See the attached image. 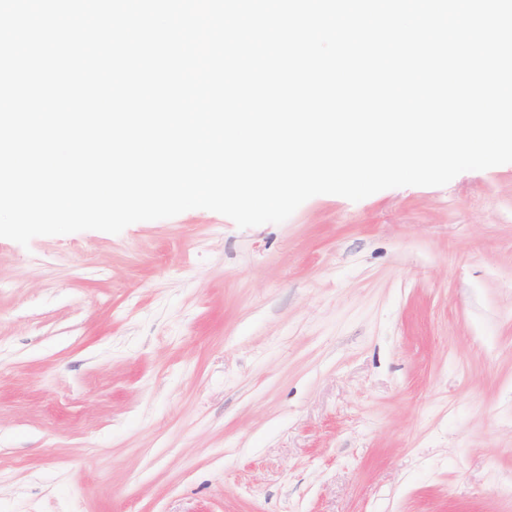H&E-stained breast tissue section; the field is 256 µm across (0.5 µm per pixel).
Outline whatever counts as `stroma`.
Returning <instances> with one entry per match:
<instances>
[{
  "label": "stroma",
  "mask_w": 512,
  "mask_h": 512,
  "mask_svg": "<svg viewBox=\"0 0 512 512\" xmlns=\"http://www.w3.org/2000/svg\"><path fill=\"white\" fill-rule=\"evenodd\" d=\"M0 512H512V163L0 238Z\"/></svg>",
  "instance_id": "obj_1"
}]
</instances>
